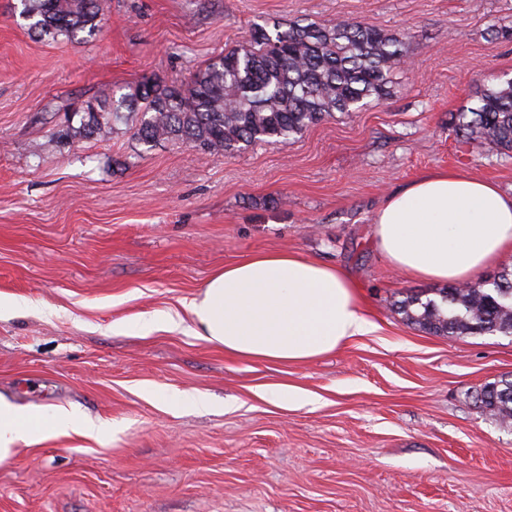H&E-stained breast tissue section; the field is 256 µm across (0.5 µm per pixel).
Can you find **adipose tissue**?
<instances>
[{
  "mask_svg": "<svg viewBox=\"0 0 512 512\" xmlns=\"http://www.w3.org/2000/svg\"><path fill=\"white\" fill-rule=\"evenodd\" d=\"M374 236L389 263L411 277L469 283L512 253V194L460 170L427 173L387 197ZM134 327L143 336L185 327L226 352L283 364L336 351L373 329L342 268L288 252L224 266L184 313L143 314ZM69 432L98 441L108 429L74 410L25 409L0 396V462L18 445Z\"/></svg>",
  "mask_w": 512,
  "mask_h": 512,
  "instance_id": "obj_1",
  "label": "adipose tissue"
}]
</instances>
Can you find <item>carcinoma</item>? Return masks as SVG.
Here are the masks:
<instances>
[{"label": "carcinoma", "instance_id": "carcinoma-1", "mask_svg": "<svg viewBox=\"0 0 512 512\" xmlns=\"http://www.w3.org/2000/svg\"><path fill=\"white\" fill-rule=\"evenodd\" d=\"M20 17L39 38L85 41L100 31L108 0H20ZM403 37L372 24H256L242 44L213 58L180 84L147 78L130 93L93 100L86 120L51 138H97L137 113L136 139L172 141L228 156L256 143L288 140L335 112H356L391 95L404 63ZM476 107L457 116L461 144L512 152V79L476 91ZM440 299L409 293L396 304L404 319L442 336L512 335V271L491 283L446 288ZM478 408L512 424V378L482 386Z\"/></svg>", "mask_w": 512, "mask_h": 512}]
</instances>
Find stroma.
<instances>
[{
	"label": "stroma",
	"instance_id": "1",
	"mask_svg": "<svg viewBox=\"0 0 512 512\" xmlns=\"http://www.w3.org/2000/svg\"><path fill=\"white\" fill-rule=\"evenodd\" d=\"M18 5L0 0V297L28 306L0 310V395L112 435L14 448L0 512H512V426L474 399L512 376V336L408 324L396 301L442 285L396 271L373 238L389 192L428 171L512 193V155L454 132L477 89L512 78V0H111L80 43L34 37ZM342 19L405 34V65L388 99L288 143L149 148L131 122L49 143L83 101L186 81L251 24ZM282 251L343 268L374 331L282 364L115 328ZM181 391L211 408L168 409Z\"/></svg>",
	"mask_w": 512,
	"mask_h": 512
}]
</instances>
